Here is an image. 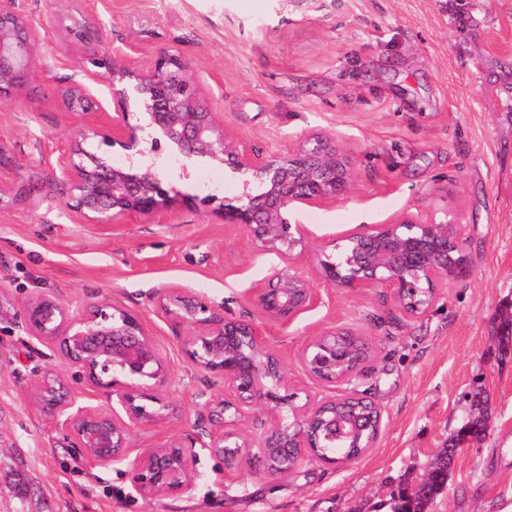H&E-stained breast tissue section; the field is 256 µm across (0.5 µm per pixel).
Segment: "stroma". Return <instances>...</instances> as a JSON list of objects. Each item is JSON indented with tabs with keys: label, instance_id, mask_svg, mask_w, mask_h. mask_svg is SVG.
I'll use <instances>...</instances> for the list:
<instances>
[{
	"label": "stroma",
	"instance_id": "obj_1",
	"mask_svg": "<svg viewBox=\"0 0 512 512\" xmlns=\"http://www.w3.org/2000/svg\"><path fill=\"white\" fill-rule=\"evenodd\" d=\"M42 34V80L0 105V146L17 164L0 171V512H393L391 493L426 466L467 420V392L487 395V436L457 455L431 512H506L512 506V344L499 328L512 316V0H18ZM95 23L118 60L142 70L164 50L188 57L204 97L237 141L271 155L305 133L335 137L357 160L353 192L305 208L310 232L296 271L318 297L281 323L249 301L282 266L255 251L219 206L242 177L206 157L184 159L160 143L161 175L194 205L164 216L92 224L69 210L57 159L72 144L114 166L125 151L87 135L58 89L88 82L111 109V74L87 80L88 47L75 23ZM188 178H180L181 170ZM445 207L465 226L467 275L444 280L432 310L410 317L385 288H338L319 262L346 233ZM190 288L226 317L253 322L301 395H332L301 354L322 328L345 325L374 347L350 387L382 410L374 447L340 466L307 462L281 478L252 464L230 470L199 450L183 493L145 499L126 466L89 467L68 447L34 387L36 373L65 380L77 405L124 416L111 397L87 390L79 367L22 327L23 305L56 296L72 309L110 301L139 313L169 379V406L153 426L130 424L132 454L172 439L191 443L206 427V400L221 375L185 353L188 327L171 322L155 296Z\"/></svg>",
	"mask_w": 512,
	"mask_h": 512
}]
</instances>
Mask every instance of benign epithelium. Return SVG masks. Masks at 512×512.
<instances>
[{
	"mask_svg": "<svg viewBox=\"0 0 512 512\" xmlns=\"http://www.w3.org/2000/svg\"><path fill=\"white\" fill-rule=\"evenodd\" d=\"M71 42L87 44L89 24L68 29ZM41 35L21 12L17 0H0V102L18 98L39 75L36 59ZM92 64L110 71L112 112L96 106L90 88L74 82L60 89L66 108L92 119L86 128L101 134L108 146L127 152L131 163L115 168L100 160L86 165L76 152L61 155L59 169L70 184L66 207L96 224H112L132 214L155 215L177 203L193 204L161 178L155 164L135 158L145 155L141 132L153 129L174 144L185 158L207 156L246 176L234 204L221 207L224 223L243 227L254 249L273 251L292 265L306 251L308 230L296 218L306 206L332 204L355 185L357 161L334 138L312 131L284 154L264 155L234 141L224 130L219 113L210 110L191 62L178 52L163 51L149 69L135 73L112 55L102 40L94 47ZM134 80V96L143 106L144 124L130 121V97L125 79ZM463 225L444 209L428 218L405 213L390 224L363 226L344 236L347 245L339 261H319L320 275L339 288L383 287L397 308L409 317L428 312L438 296V284L469 270L467 258L448 263V243L462 249ZM162 312L178 325L192 328L186 353L199 369L219 373L229 397L205 403L210 428L202 447L226 460L248 459L272 477L286 476L302 463L336 465L345 458L317 453L341 441L360 447L363 436L375 443L382 413L371 400L354 391L338 396L305 398L288 386L281 362L251 322L229 319L203 295L188 288L157 292ZM251 303L286 324L316 304L309 282L281 270L253 288ZM28 335L56 346L83 372L94 391L116 397L129 418L138 424H156L168 405L157 389L168 377L142 318L108 302L89 304L77 311L63 300L38 295L24 306ZM358 333L343 325L317 332L304 348L301 360L307 372L327 385L348 384L366 368L340 346ZM45 408L56 424L71 432L72 447L81 448L93 466L125 464L135 490L143 498L182 492L191 485L197 456L194 448L171 440L130 457L129 430L116 415L85 407L70 411L55 381L37 375ZM355 400L373 411L336 416V404ZM264 407L273 417L272 428L258 445L233 430L247 410Z\"/></svg>",
	"mask_w": 512,
	"mask_h": 512,
	"instance_id": "1",
	"label": "benign epithelium"
}]
</instances>
